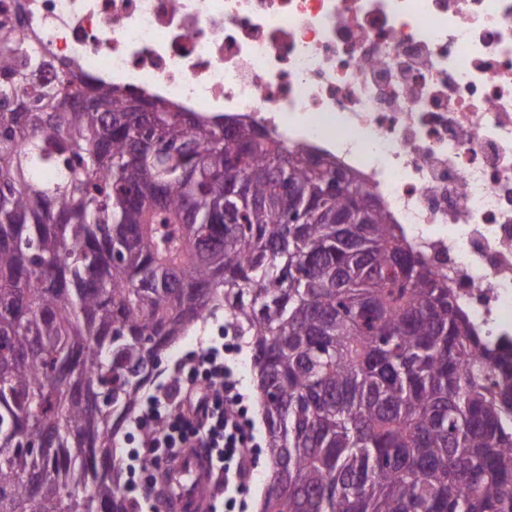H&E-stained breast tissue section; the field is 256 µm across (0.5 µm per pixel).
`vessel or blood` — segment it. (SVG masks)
Masks as SVG:
<instances>
[{"instance_id":"vessel-or-blood-1","label":"vessel or blood","mask_w":512,"mask_h":512,"mask_svg":"<svg viewBox=\"0 0 512 512\" xmlns=\"http://www.w3.org/2000/svg\"><path fill=\"white\" fill-rule=\"evenodd\" d=\"M215 465L201 448H187L157 468L155 494L164 512H210Z\"/></svg>"}]
</instances>
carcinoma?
<instances>
[{
    "label": "carcinoma",
    "instance_id": "1",
    "mask_svg": "<svg viewBox=\"0 0 512 512\" xmlns=\"http://www.w3.org/2000/svg\"><path fill=\"white\" fill-rule=\"evenodd\" d=\"M16 17L0 10V512H133L120 427L221 307L263 399L260 512H512V343L368 188L347 171L321 203L336 162L87 82Z\"/></svg>",
    "mask_w": 512,
    "mask_h": 512
}]
</instances>
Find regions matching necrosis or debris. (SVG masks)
I'll list each match as a JSON object with an SVG mask.
<instances>
[{
    "label": "necrosis or debris",
    "mask_w": 512,
    "mask_h": 512,
    "mask_svg": "<svg viewBox=\"0 0 512 512\" xmlns=\"http://www.w3.org/2000/svg\"><path fill=\"white\" fill-rule=\"evenodd\" d=\"M36 50L353 171L512 339V0H21Z\"/></svg>",
    "instance_id": "obj_1"
}]
</instances>
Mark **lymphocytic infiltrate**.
Returning a JSON list of instances; mask_svg holds the SVG:
<instances>
[{
	"instance_id": "lymphocytic-infiltrate-1",
	"label": "lymphocytic infiltrate",
	"mask_w": 512,
	"mask_h": 512,
	"mask_svg": "<svg viewBox=\"0 0 512 512\" xmlns=\"http://www.w3.org/2000/svg\"><path fill=\"white\" fill-rule=\"evenodd\" d=\"M193 360V371L202 376V385L185 387L184 367L176 365L173 378L150 395L134 416L132 425L144 432L145 438L128 457L144 467L158 464L182 448L211 449L222 470L216 504L230 507L250 477L252 453L236 408L242 398L239 382L224 364L222 345H201Z\"/></svg>"
}]
</instances>
